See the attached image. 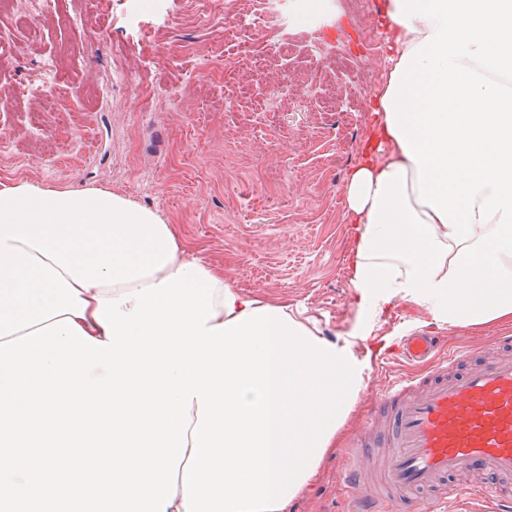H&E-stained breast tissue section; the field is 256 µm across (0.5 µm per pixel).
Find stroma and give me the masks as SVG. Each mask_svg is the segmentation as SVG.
<instances>
[{"instance_id":"obj_1","label":"stroma","mask_w":512,"mask_h":512,"mask_svg":"<svg viewBox=\"0 0 512 512\" xmlns=\"http://www.w3.org/2000/svg\"><path fill=\"white\" fill-rule=\"evenodd\" d=\"M338 5V16L312 28L270 22L250 42L225 35L206 0H163L157 14L135 20L123 0H102L79 27L61 13L27 26L1 16L0 132L14 144L0 147V183L117 193L175 225L193 256L223 268L235 287L305 310L323 335L347 334L359 314L344 185L367 149L386 53L374 0ZM103 22L107 43L97 37ZM339 51L347 66L321 76ZM48 55L65 79L30 147L23 133L38 106L27 92ZM120 68L126 80L101 99L106 72ZM286 73L296 88L283 84ZM327 95L338 110L324 109ZM432 325L407 302L380 316L369 382L288 512H345L336 470L382 392L379 361L398 337Z\"/></svg>"}]
</instances>
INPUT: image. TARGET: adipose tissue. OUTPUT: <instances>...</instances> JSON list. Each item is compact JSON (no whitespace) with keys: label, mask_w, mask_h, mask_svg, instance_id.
Listing matches in <instances>:
<instances>
[{"label":"adipose tissue","mask_w":512,"mask_h":512,"mask_svg":"<svg viewBox=\"0 0 512 512\" xmlns=\"http://www.w3.org/2000/svg\"><path fill=\"white\" fill-rule=\"evenodd\" d=\"M389 67L371 109L376 154L345 183L354 302L367 324L406 301L461 327L512 319V0H386ZM192 256L174 225L119 194L0 188V343L94 313ZM216 324L264 307L205 264Z\"/></svg>","instance_id":"1"}]
</instances>
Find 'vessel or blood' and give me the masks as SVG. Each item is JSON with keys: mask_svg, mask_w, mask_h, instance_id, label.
<instances>
[{"mask_svg": "<svg viewBox=\"0 0 512 512\" xmlns=\"http://www.w3.org/2000/svg\"><path fill=\"white\" fill-rule=\"evenodd\" d=\"M367 414L343 489L361 487L351 512H422L423 493L458 480L461 512H512V336L487 353L414 333Z\"/></svg>", "mask_w": 512, "mask_h": 512, "instance_id": "obj_1", "label": "vessel or blood"}]
</instances>
